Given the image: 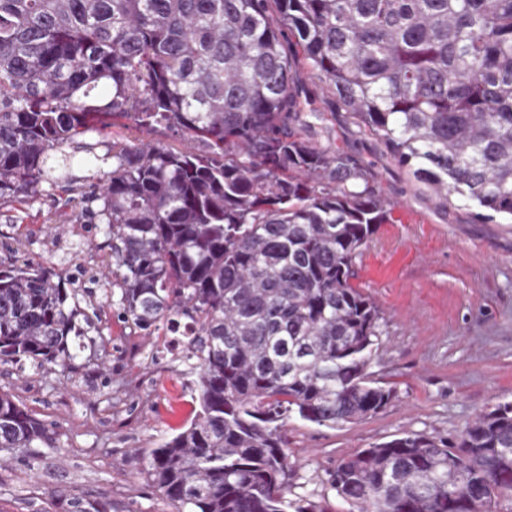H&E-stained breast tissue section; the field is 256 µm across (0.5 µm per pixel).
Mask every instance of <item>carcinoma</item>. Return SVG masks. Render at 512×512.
Segmentation results:
<instances>
[{
  "label": "carcinoma",
  "instance_id": "carcinoma-1",
  "mask_svg": "<svg viewBox=\"0 0 512 512\" xmlns=\"http://www.w3.org/2000/svg\"><path fill=\"white\" fill-rule=\"evenodd\" d=\"M285 29L416 182L512 224V0H0V202L61 179L96 124L187 137L85 145L97 183L74 215L103 225L118 317L183 337L197 371L200 411L149 453L176 512H324L288 500L286 420L355 423L396 396L369 372L381 310L351 283L391 205L306 136ZM77 292L0 257V362L72 370L74 339L102 336ZM51 442L0 393V452ZM328 482L350 512H512V403L454 439L362 448Z\"/></svg>",
  "mask_w": 512,
  "mask_h": 512
}]
</instances>
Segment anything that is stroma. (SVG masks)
Listing matches in <instances>:
<instances>
[{
	"label": "stroma",
	"mask_w": 512,
	"mask_h": 512,
	"mask_svg": "<svg viewBox=\"0 0 512 512\" xmlns=\"http://www.w3.org/2000/svg\"><path fill=\"white\" fill-rule=\"evenodd\" d=\"M305 110L321 112L312 138L369 164L392 204L356 258L353 283L383 313L370 371L396 397L381 412L336 427L290 417V500L347 512L328 483L336 461L406 433L455 436L481 412L512 402V224L482 223L473 207L439 203L365 135L303 59L293 62ZM62 188L43 184L26 201L0 205V257L55 269L103 270L98 226L76 224ZM111 342L94 341L71 372L0 363V391L51 423V446L0 461V512H173L147 475V452L199 409L196 375L182 351L156 350L130 333L95 289Z\"/></svg>",
	"instance_id": "35a3bbf8"
}]
</instances>
